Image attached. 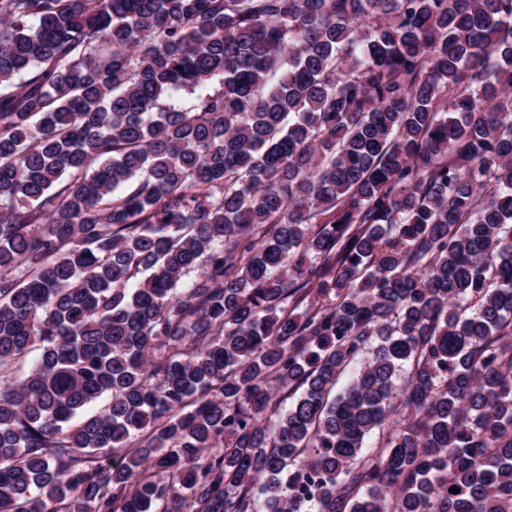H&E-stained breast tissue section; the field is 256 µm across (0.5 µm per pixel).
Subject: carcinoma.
Returning a JSON list of instances; mask_svg holds the SVG:
<instances>
[{"label": "carcinoma", "mask_w": 512, "mask_h": 512, "mask_svg": "<svg viewBox=\"0 0 512 512\" xmlns=\"http://www.w3.org/2000/svg\"><path fill=\"white\" fill-rule=\"evenodd\" d=\"M34 350L0 512H512V0H0Z\"/></svg>", "instance_id": "cac0c4a2"}]
</instances>
